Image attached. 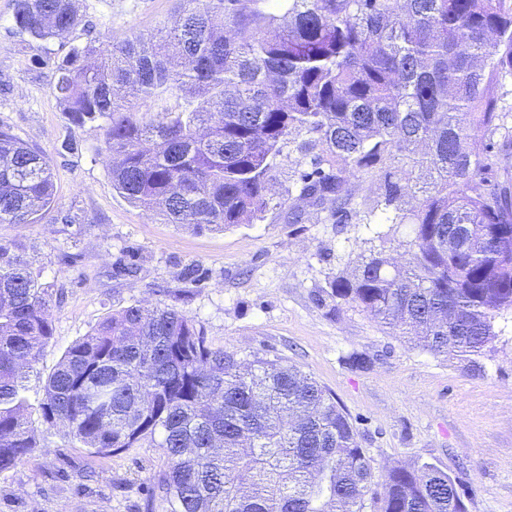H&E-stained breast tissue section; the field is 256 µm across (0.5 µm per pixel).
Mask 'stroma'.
<instances>
[{"label": "stroma", "instance_id": "35a3bbf8", "mask_svg": "<svg viewBox=\"0 0 512 512\" xmlns=\"http://www.w3.org/2000/svg\"><path fill=\"white\" fill-rule=\"evenodd\" d=\"M0 0V130L46 154L56 205L39 223L0 224V245L26 261L52 296L53 338L37 369L49 373L73 342L132 304L193 318L216 347L239 358L282 357L313 377L348 413L362 448L387 467L427 461L448 473L467 512H512V313L476 362L435 355L393 335L328 283L369 251L401 257L408 225L331 224L307 211L288 221L294 162H283L263 221L226 230L164 224L112 188L100 123L69 120L40 59L59 41L14 29ZM76 44L120 42L172 24L174 0H75ZM370 362L351 365V354ZM42 450L0 473V512H163L153 479L162 449L89 453L63 428L37 426ZM90 480H83V473Z\"/></svg>", "mask_w": 512, "mask_h": 512}]
</instances>
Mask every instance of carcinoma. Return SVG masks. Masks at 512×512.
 <instances>
[{
    "label": "carcinoma",
    "instance_id": "obj_1",
    "mask_svg": "<svg viewBox=\"0 0 512 512\" xmlns=\"http://www.w3.org/2000/svg\"><path fill=\"white\" fill-rule=\"evenodd\" d=\"M172 26L73 46L50 90L76 124L106 122L112 187L165 224L265 219L282 157L288 198L332 224H409L329 296L435 355L479 356L512 311V137L490 90L512 77L509 0H177ZM14 27L67 41L73 0H15ZM375 179L363 196L349 177ZM50 161L0 131V224L53 208ZM362 201H357V198ZM50 295L0 246V473L40 452L32 413L98 456L160 448L165 512H467L431 463L386 469L348 415L282 358L208 343L169 307L129 305L75 341L32 404L53 337Z\"/></svg>",
    "mask_w": 512,
    "mask_h": 512
}]
</instances>
